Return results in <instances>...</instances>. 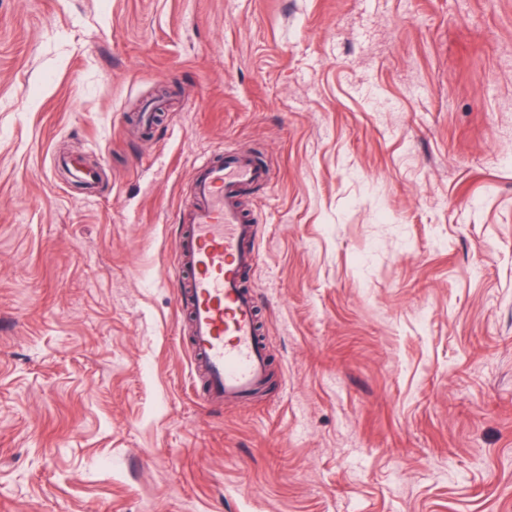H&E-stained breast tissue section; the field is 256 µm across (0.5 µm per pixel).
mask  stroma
<instances>
[{
    "mask_svg": "<svg viewBox=\"0 0 512 512\" xmlns=\"http://www.w3.org/2000/svg\"><path fill=\"white\" fill-rule=\"evenodd\" d=\"M228 150L272 377L207 405ZM0 512H512V0H0ZM269 170L232 151L196 168L178 241L177 301L191 328L189 349L204 385V401L244 403L268 383L259 303L243 277L255 265L257 225L237 206L238 195L267 184Z\"/></svg>",
    "mask_w": 512,
    "mask_h": 512,
    "instance_id": "35a3bbf8",
    "label": "stroma"
}]
</instances>
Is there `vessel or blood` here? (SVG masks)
Masks as SVG:
<instances>
[{
    "label": "vessel or blood",
    "instance_id": "b4317fda",
    "mask_svg": "<svg viewBox=\"0 0 512 512\" xmlns=\"http://www.w3.org/2000/svg\"><path fill=\"white\" fill-rule=\"evenodd\" d=\"M269 181L267 168L228 151L199 164L191 183L178 241L177 301L190 323L204 401L244 403L269 380L258 299L243 285L255 265L258 230L237 206L244 189Z\"/></svg>",
    "mask_w": 512,
    "mask_h": 512
}]
</instances>
